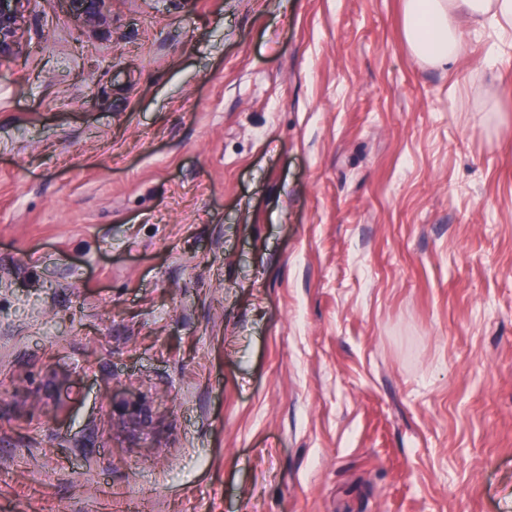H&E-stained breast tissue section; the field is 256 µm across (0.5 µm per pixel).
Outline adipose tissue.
Instances as JSON below:
<instances>
[{"label": "adipose tissue", "mask_w": 512, "mask_h": 512, "mask_svg": "<svg viewBox=\"0 0 512 512\" xmlns=\"http://www.w3.org/2000/svg\"><path fill=\"white\" fill-rule=\"evenodd\" d=\"M408 47L426 65L453 64L466 32L493 27L512 38V0H403Z\"/></svg>", "instance_id": "adipose-tissue-1"}]
</instances>
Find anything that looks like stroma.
Here are the masks:
<instances>
[{
  "label": "stroma",
  "mask_w": 512,
  "mask_h": 512,
  "mask_svg": "<svg viewBox=\"0 0 512 512\" xmlns=\"http://www.w3.org/2000/svg\"><path fill=\"white\" fill-rule=\"evenodd\" d=\"M402 8L31 0L0 512H512V49ZM71 14L78 17L85 27L95 28L105 22L107 4L112 0H66Z\"/></svg>",
  "instance_id": "obj_1"
}]
</instances>
